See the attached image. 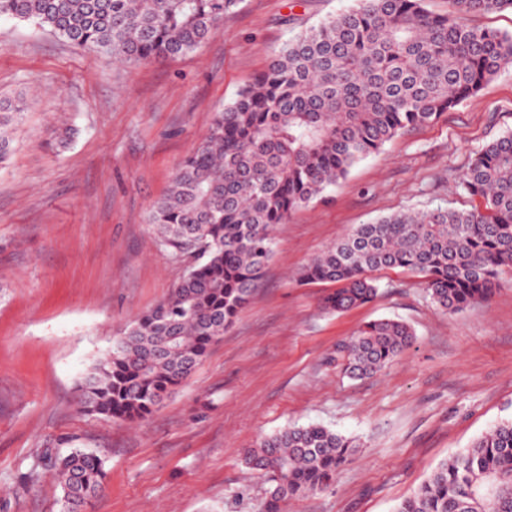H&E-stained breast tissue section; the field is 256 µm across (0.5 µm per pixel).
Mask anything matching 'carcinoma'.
<instances>
[{
	"instance_id": "carcinoma-1",
	"label": "carcinoma",
	"mask_w": 512,
	"mask_h": 512,
	"mask_svg": "<svg viewBox=\"0 0 512 512\" xmlns=\"http://www.w3.org/2000/svg\"><path fill=\"white\" fill-rule=\"evenodd\" d=\"M241 0H0V18L31 22L74 47L128 65L196 51ZM512 0H352L276 51L267 68L213 114L198 148L149 209L161 244L192 262L182 281L140 314L80 384L86 414L134 424L186 381L249 303L273 256V231L324 197L360 161L407 128L430 124L512 66V34L468 16ZM28 102L0 97V164L14 152ZM464 209L398 212L359 224L301 272L330 283L324 309L372 301L374 274L422 275L440 309L491 299L512 268V134L478 151L458 181ZM414 339L395 319L364 324L347 344L346 373L385 369ZM321 424L261 437L243 463L270 474L260 512L326 488L358 451ZM40 464L62 489L63 512H86L105 479L103 459L51 450ZM396 512H512V420L442 462Z\"/></svg>"
}]
</instances>
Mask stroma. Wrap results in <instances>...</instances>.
Wrapping results in <instances>:
<instances>
[{
    "mask_svg": "<svg viewBox=\"0 0 512 512\" xmlns=\"http://www.w3.org/2000/svg\"><path fill=\"white\" fill-rule=\"evenodd\" d=\"M351 0H242L195 52L130 66L0 18V94L30 102L0 165V512H61L45 449L102 456L87 512H258L270 481L242 460L264 435L322 424L361 448L326 489L286 512H394L438 464L512 419V269L490 301L438 310L420 275H379L371 302L330 314L300 269L356 225L460 207L474 153L512 132V67L436 121L400 134L273 235L251 301L195 372L144 421L82 412L79 385L134 315L188 262L147 213L214 112L305 28ZM77 130L58 149L60 120ZM398 318L415 340L384 371L344 370V344Z\"/></svg>",
    "mask_w": 512,
    "mask_h": 512,
    "instance_id": "1",
    "label": "stroma"
}]
</instances>
